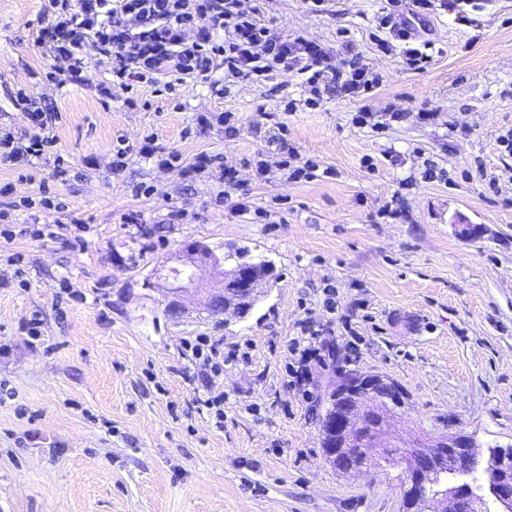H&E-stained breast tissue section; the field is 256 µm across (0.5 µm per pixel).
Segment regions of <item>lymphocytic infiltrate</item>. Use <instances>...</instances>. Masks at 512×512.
<instances>
[{
    "label": "lymphocytic infiltrate",
    "instance_id": "obj_1",
    "mask_svg": "<svg viewBox=\"0 0 512 512\" xmlns=\"http://www.w3.org/2000/svg\"><path fill=\"white\" fill-rule=\"evenodd\" d=\"M47 11L52 19L40 29L35 44L65 61V68L55 75L61 82L80 77L90 52L98 50L110 56L113 86L127 92L138 83L161 82L171 90L188 79H208L218 58L224 61L225 74L234 78L260 77L278 65L297 70L310 87L305 101L309 107L318 104L324 84L352 95L370 92L379 84L378 75L356 60L347 69L324 72L317 46L299 37L283 39L261 24L252 0H50ZM203 14L212 21L211 31L186 41V29ZM18 102L33 131L21 138L0 131L1 163L41 156L54 143L48 125L59 121V113L23 96ZM316 169L315 162L299 161L294 148L284 143L276 158L258 161L256 172L264 177L279 170L295 181L315 178ZM190 350L210 368L208 383L214 395L207 403L216 421H223L224 397L217 389L224 356L204 338Z\"/></svg>",
    "mask_w": 512,
    "mask_h": 512
}]
</instances>
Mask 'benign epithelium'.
<instances>
[{
	"mask_svg": "<svg viewBox=\"0 0 512 512\" xmlns=\"http://www.w3.org/2000/svg\"><path fill=\"white\" fill-rule=\"evenodd\" d=\"M187 264L179 269L155 270L154 278L165 280L169 309L183 308L184 294L197 290L198 272L216 269L221 261L201 243L182 250ZM271 267L260 272L238 269L221 272L222 287L205 296L203 306L215 314L229 311L242 316L264 293ZM333 404L322 421L321 436L326 456L344 461L359 453L362 464L344 467L347 472L365 467L366 462L387 458V449H397L403 464L402 507L427 503L426 512H485V497L497 505V512H512V444L481 452L465 432L417 435L404 438L395 434L393 420L405 409L397 383L382 373L350 372L335 388ZM480 473L478 489L466 481H450L448 474L469 476Z\"/></svg>",
	"mask_w": 512,
	"mask_h": 512,
	"instance_id": "1",
	"label": "benign epithelium"
}]
</instances>
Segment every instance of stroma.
I'll use <instances>...</instances> for the list:
<instances>
[{"label":"stroma","instance_id":"35a3bbf8","mask_svg":"<svg viewBox=\"0 0 512 512\" xmlns=\"http://www.w3.org/2000/svg\"><path fill=\"white\" fill-rule=\"evenodd\" d=\"M46 3L0 0V127L29 134L19 92L60 115L42 158L0 166V512H401L399 462L343 473L321 446L326 398L351 371L405 389L402 436L512 444V156L497 145L512 129V0L435 6L420 70L385 23L391 0H258L262 24L321 48L325 69L356 58L380 78L312 108L304 76L280 66L228 83L219 63L207 82L106 94L95 51L82 80L58 83L59 60L33 45ZM365 106L381 133L353 124ZM224 111L235 130L196 122ZM280 133L323 175L257 180ZM149 134L182 164H213L183 178L141 155ZM227 168L248 213L224 199ZM462 223L480 236L462 239ZM36 224L54 238H32ZM192 241L248 248L278 278L246 317L210 315L199 293L169 315L151 275ZM307 324L321 352L303 363L291 345ZM199 337L224 352L220 428L186 354Z\"/></svg>","mask_w":512,"mask_h":512}]
</instances>
